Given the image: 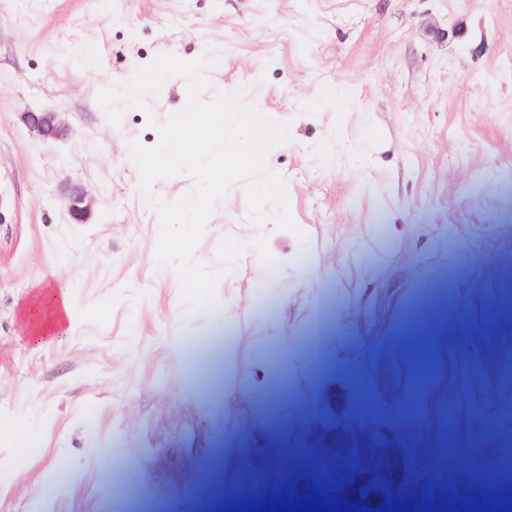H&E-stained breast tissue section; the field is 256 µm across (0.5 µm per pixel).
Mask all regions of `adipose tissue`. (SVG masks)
<instances>
[{
  "label": "adipose tissue",
  "mask_w": 512,
  "mask_h": 512,
  "mask_svg": "<svg viewBox=\"0 0 512 512\" xmlns=\"http://www.w3.org/2000/svg\"><path fill=\"white\" fill-rule=\"evenodd\" d=\"M19 319L27 339L40 341L67 333L74 325L68 286L46 288L34 284L19 309Z\"/></svg>",
  "instance_id": "ef3b65f1"
}]
</instances>
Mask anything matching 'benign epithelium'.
<instances>
[{
  "instance_id": "7a95c632",
  "label": "benign epithelium",
  "mask_w": 512,
  "mask_h": 512,
  "mask_svg": "<svg viewBox=\"0 0 512 512\" xmlns=\"http://www.w3.org/2000/svg\"><path fill=\"white\" fill-rule=\"evenodd\" d=\"M27 124L41 137L56 138L61 134V127L54 112H31L27 116ZM399 469H403L402 458L388 448H373L367 455L346 448L336 455L332 472L341 499L354 504L360 501L359 490L372 481V475L380 474L392 480Z\"/></svg>"
}]
</instances>
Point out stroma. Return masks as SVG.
<instances>
[{"label":"stroma","mask_w":512,"mask_h":512,"mask_svg":"<svg viewBox=\"0 0 512 512\" xmlns=\"http://www.w3.org/2000/svg\"><path fill=\"white\" fill-rule=\"evenodd\" d=\"M164 52L214 58L204 100L239 94L290 133L267 162L296 231L267 234L231 184L194 252L219 276L198 308L156 261L160 217L146 201H175L194 181L142 190L129 148L157 144L151 123L184 108L186 80L143 92L116 126L98 103ZM44 111L62 139L25 124ZM511 275L512 0H0V512H164L188 478L217 470L237 495L247 467L266 473L269 499L282 472L308 480L274 443L295 417L326 449L340 427L361 447L403 441L404 512H449L441 480L461 500L500 481L498 440L480 438L474 416L512 409L500 378L512 334L492 321ZM53 276L71 286L74 327L24 342L19 306ZM447 301L464 331L443 348L421 416L405 409L412 365L390 356L365 377L394 421L354 418L353 355ZM227 326L224 373L191 375L176 341ZM443 394L454 429L441 475ZM65 468L71 481L43 496Z\"/></svg>","instance_id":"obj_1"}]
</instances>
